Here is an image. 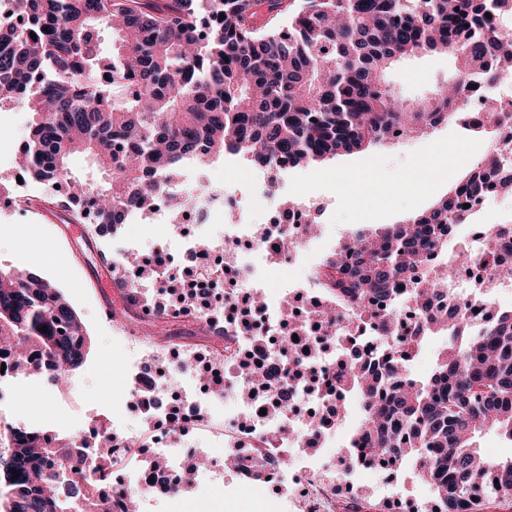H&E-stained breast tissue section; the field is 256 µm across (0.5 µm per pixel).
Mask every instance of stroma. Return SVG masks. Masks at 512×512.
I'll use <instances>...</instances> for the list:
<instances>
[{
  "label": "stroma",
  "mask_w": 512,
  "mask_h": 512,
  "mask_svg": "<svg viewBox=\"0 0 512 512\" xmlns=\"http://www.w3.org/2000/svg\"><path fill=\"white\" fill-rule=\"evenodd\" d=\"M452 66V59L445 54L418 57L393 65L388 79L407 99L417 100L441 86ZM32 120L26 107L0 105V178L10 179L18 147L27 140ZM490 139V134L476 135L451 120L419 139L340 155L281 175V187L331 202L324 238L308 245L307 260L354 234L405 222L409 215L429 208L448 192L447 181L434 178V166L449 164L456 175H463L478 143ZM426 182L433 185L427 193L422 190ZM19 192L37 199L38 210L31 222L22 224L15 213L0 209V263L29 264L32 272L60 288L91 340L86 360L71 382L58 385L46 377L41 388L23 395L28 416L68 435L83 430L92 416L104 415L118 436L136 433L141 443H148L143 424L128 406L125 370L134 360L137 338L115 331L104 318L107 297L96 287L101 259L113 257L111 235L89 238L85 225L70 223L61 208L60 191L36 179H28ZM38 245L45 249L47 261H37L34 248ZM336 486V512H390L397 497L416 504L432 501L430 487L415 479L407 465L388 477L377 469L357 467L337 476ZM153 512L299 510L280 488L260 482L246 484L228 471L223 480L207 481L173 498L158 500Z\"/></svg>",
  "instance_id": "35a3bbf8"
}]
</instances>
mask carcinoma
I'll list each match as a JSON object with an SVG mask.
<instances>
[{
  "instance_id": "carcinoma-1",
  "label": "carcinoma",
  "mask_w": 512,
  "mask_h": 512,
  "mask_svg": "<svg viewBox=\"0 0 512 512\" xmlns=\"http://www.w3.org/2000/svg\"><path fill=\"white\" fill-rule=\"evenodd\" d=\"M19 2L22 21H0V104L20 101L33 114L22 168L48 183L65 182L71 220L88 223L84 201L96 203L93 238L130 213L150 211L162 183L186 165L231 154L289 169L386 144L395 127L411 138L457 113L467 73L493 85L512 64V37L500 32L512 23V0ZM103 27L112 28L110 58ZM448 52L456 76L444 92L407 103L386 81L402 59ZM75 152L92 159L103 182L70 174L67 159ZM489 179L512 190V152L478 159L445 197L407 223L342 242L322 271L325 295L338 307L360 309L367 327L393 318L369 308L370 300L395 295L402 279L413 281L408 300L421 306L431 334L447 336L424 378L409 370L426 340L416 332L382 337L380 360L368 367L336 360V386L357 396L362 408L340 464L346 471L411 464L433 490L430 512H480L483 499L512 495V458L491 459L477 444L490 429L512 440V309L476 330L458 309L441 304L452 270L438 281L424 278L426 251L448 247L449 226L464 221L458 187L478 193ZM488 243L489 270L500 277L512 271L496 256L500 241L492 231ZM108 275L124 292L120 319L150 324L152 341L167 349L187 334L173 326L179 314L237 313L234 306L215 308L183 279L178 288L159 289L161 308L148 317L137 290L126 287L115 267ZM327 315L311 305L285 335L258 337L286 359L297 351L292 333L307 334L310 359L288 380L308 384L314 397L322 379L311 369L321 358L312 347L325 345L313 335L314 322ZM2 343L20 372L48 373L62 383L90 348L63 293L14 267H0ZM172 354V364L145 367L157 394L170 393L175 364L205 388L219 385L205 349L193 357L175 346ZM237 368L244 388L263 398L270 413L288 406L248 353L238 354ZM100 428L94 449L74 436L0 429V512H107L101 490L112 480L107 445L114 437L105 423ZM208 464L194 459L179 489H191L193 475Z\"/></svg>"
}]
</instances>
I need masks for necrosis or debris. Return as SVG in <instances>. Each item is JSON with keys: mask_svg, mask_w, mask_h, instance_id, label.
I'll list each match as a JSON object with an SVG mask.
<instances>
[{"mask_svg": "<svg viewBox=\"0 0 512 512\" xmlns=\"http://www.w3.org/2000/svg\"><path fill=\"white\" fill-rule=\"evenodd\" d=\"M459 121L470 131L496 121L505 132H512V74L503 75L492 86L478 76H469L464 83ZM279 175V170L257 167L250 171L245 186H238L234 181L219 186L206 178L192 191L173 181L164 185L158 196L152 223H168L167 200L172 196L181 199L187 218L205 219L225 211L232 214L233 221L215 233L212 246L207 250L201 249L189 236H182L175 252L167 256L166 270L159 272L155 279L127 276V283L145 295L146 310L158 309L159 302L155 298L158 288L166 283L170 271L186 262L193 266L199 283L223 289L225 301L232 303L257 293L264 296L265 305L256 313L258 328L253 332L233 320L217 316L211 319L218 338L209 344L208 350L224 379L223 392L203 389L188 370L177 369L175 375L182 382L185 403L178 411L164 413L158 397L141 383L140 371L132 372L128 405L145 418L152 447L166 459L163 472L135 468L115 476L114 482L119 488H139L142 503L163 497L165 488L173 486L177 479L181 471L176 462L178 439L201 434L221 436L225 445L224 453L210 457V470L214 474H223L224 459L229 456L237 461L235 474L240 479H266L274 486L291 481L299 490L296 503L301 512H322L325 503L335 497L333 481L325 478L318 464L299 461L305 453L303 434L308 423L296 409L306 399L305 390L286 383L282 361L269 348L252 342L253 335L263 336L280 328L283 301L292 289H303L319 302L324 299L319 278L323 260L304 266L301 278H292L288 270L298 263L299 252L283 249L281 243L293 239L308 244V225L328 217L330 204L323 198H311L287 208L280 206L275 186ZM503 198V192L493 182L477 196L469 189H462L459 201L464 205L462 215L468 224L466 242L472 250L486 246L482 227L488 224ZM460 278L469 284L470 290L458 294L455 304L460 306L469 324L486 323L498 310L489 295L490 289L497 287V280L489 270L477 264L465 268ZM244 349L265 366L271 386L287 399L288 407L282 414L265 413L262 400L240 399L241 383L234 370V357ZM227 396L236 399L239 409L238 415L231 419L224 416L223 399Z\"/></svg>", "mask_w": 512, "mask_h": 512, "instance_id": "necrosis-or-debris-1", "label": "necrosis or debris"}]
</instances>
